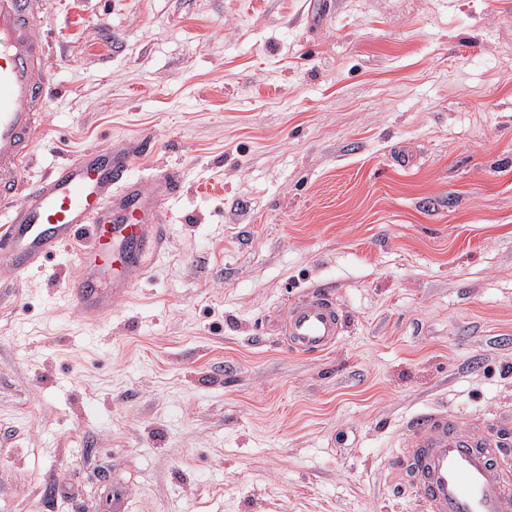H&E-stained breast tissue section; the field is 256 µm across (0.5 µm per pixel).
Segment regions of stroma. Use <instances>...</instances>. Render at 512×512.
<instances>
[{
	"mask_svg": "<svg viewBox=\"0 0 512 512\" xmlns=\"http://www.w3.org/2000/svg\"><path fill=\"white\" fill-rule=\"evenodd\" d=\"M43 7L24 184L114 144L179 186L99 320L82 243L0 269V512H423L387 466L416 414L512 428V0ZM321 288L337 344L288 352ZM343 323L333 296L318 289L288 307L283 343L293 353L323 355L335 346Z\"/></svg>",
	"mask_w": 512,
	"mask_h": 512,
	"instance_id": "obj_1",
	"label": "stroma"
}]
</instances>
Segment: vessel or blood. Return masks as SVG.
I'll list each match as a JSON object with an SVG mask.
<instances>
[{
	"instance_id": "b4317fda",
	"label": "vessel or blood",
	"mask_w": 512,
	"mask_h": 512,
	"mask_svg": "<svg viewBox=\"0 0 512 512\" xmlns=\"http://www.w3.org/2000/svg\"><path fill=\"white\" fill-rule=\"evenodd\" d=\"M44 21L40 0H0V266L24 273L76 238L88 246L67 284L84 319L110 311L147 271L166 241L156 199L172 192L168 170L143 183L132 175L134 156L117 147L94 148L26 186L22 174L38 135L45 103ZM25 202L13 206L17 193ZM344 319L324 289L290 304L285 347L319 356L332 349ZM502 431L465 427L444 412L421 414L407 427L402 448L389 459L397 493L411 494L424 512H512V467L505 464Z\"/></svg>"
}]
</instances>
